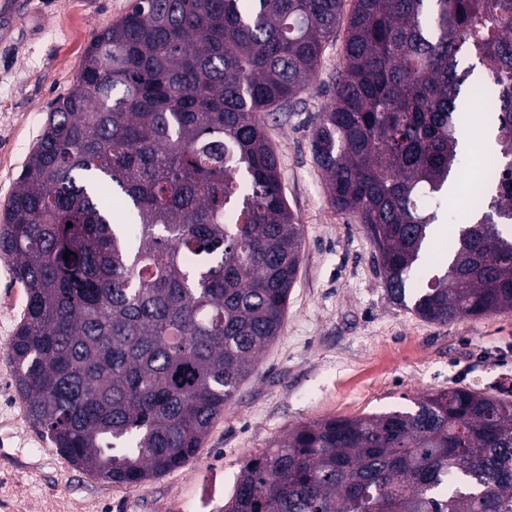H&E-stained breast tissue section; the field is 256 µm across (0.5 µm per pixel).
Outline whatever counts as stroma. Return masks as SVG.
I'll return each instance as SVG.
<instances>
[{"label": "stroma", "instance_id": "stroma-1", "mask_svg": "<svg viewBox=\"0 0 512 512\" xmlns=\"http://www.w3.org/2000/svg\"><path fill=\"white\" fill-rule=\"evenodd\" d=\"M0 39V209L53 103L76 80L93 35L133 0H23ZM344 28L327 44L296 108L266 117L284 197L303 226L302 260L278 339L213 422L198 458L148 483H106L71 466L33 427L15 390L7 350L26 294L0 256V512H215L250 456L287 430L332 417L410 409L451 386L512 389V312L447 324L391 303L375 247L334 208L313 161L310 134L333 100ZM462 158L438 221L459 228L475 180Z\"/></svg>", "mask_w": 512, "mask_h": 512}]
</instances>
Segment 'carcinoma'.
<instances>
[{"label": "carcinoma", "instance_id": "cac0c4a2", "mask_svg": "<svg viewBox=\"0 0 512 512\" xmlns=\"http://www.w3.org/2000/svg\"><path fill=\"white\" fill-rule=\"evenodd\" d=\"M343 8L135 0L53 104L0 254L26 293L16 392L77 469L141 485L195 459L278 337L303 225L264 115L298 103ZM466 87L491 98L495 194L478 192L446 269L409 295L471 121ZM310 145L392 303L438 324L512 311V0H352ZM224 512H512V399L450 387L300 425L246 460Z\"/></svg>", "mask_w": 512, "mask_h": 512}]
</instances>
